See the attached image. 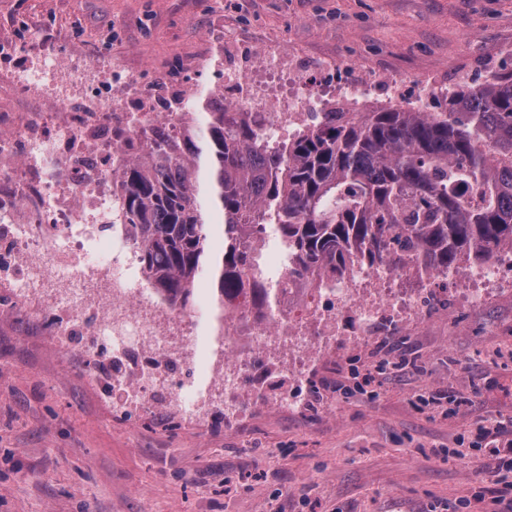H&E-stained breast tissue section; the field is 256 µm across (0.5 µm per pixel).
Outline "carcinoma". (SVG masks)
Masks as SVG:
<instances>
[{"label":"carcinoma","instance_id":"obj_1","mask_svg":"<svg viewBox=\"0 0 512 512\" xmlns=\"http://www.w3.org/2000/svg\"><path fill=\"white\" fill-rule=\"evenodd\" d=\"M194 111L193 128L112 163L149 282L184 307L207 272L216 308L249 284L268 299L258 243L269 225L284 286L322 264L398 272L416 257L456 272L512 246V71L448 92L444 112L331 111L285 145L221 96L198 95Z\"/></svg>","mask_w":512,"mask_h":512}]
</instances>
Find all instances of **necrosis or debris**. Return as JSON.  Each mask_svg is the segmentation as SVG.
Instances as JSON below:
<instances>
[{"label": "necrosis or debris", "instance_id": "obj_1", "mask_svg": "<svg viewBox=\"0 0 512 512\" xmlns=\"http://www.w3.org/2000/svg\"><path fill=\"white\" fill-rule=\"evenodd\" d=\"M26 29L25 21L13 20L9 36L0 38V315L18 307L48 315L47 335L58 350L79 346L86 379L112 417L133 421L152 410L179 425H199L219 402L230 418L264 406L297 412L305 403L307 362L334 354L340 336L363 340L385 320L427 316L440 300L481 302L504 287L495 260L459 275L415 264L400 273L354 265L340 276L319 272L262 305L242 290L225 300L220 323L205 285L197 287L195 307L174 306L151 288L134 235L115 221L112 160L157 129L177 134L208 45L189 60L162 112L152 82L104 57L72 71L50 56L16 72L17 56L34 46ZM309 70L323 75L326 87L300 83L281 92L267 79ZM220 90L231 107L261 109L262 132L276 143L313 128L335 103L364 112L383 96L426 107L425 98H408L402 83L377 72L347 82L334 67L303 64L285 50L249 65L225 60ZM45 96L51 111L20 107ZM461 276L468 291L456 286ZM281 353L288 356L279 366L287 386L241 396L251 363Z\"/></svg>", "mask_w": 512, "mask_h": 512}]
</instances>
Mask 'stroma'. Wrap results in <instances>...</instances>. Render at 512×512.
Instances as JSON below:
<instances>
[{"mask_svg":"<svg viewBox=\"0 0 512 512\" xmlns=\"http://www.w3.org/2000/svg\"><path fill=\"white\" fill-rule=\"evenodd\" d=\"M38 47L73 64L112 61L169 78L203 41L285 49L392 79L451 86L512 70V0H0ZM512 292L438 310L369 343H341L297 413L271 408L169 432L115 420L77 352L26 312L0 319V512H496L512 475L477 442L512 420ZM376 371L370 392L351 369Z\"/></svg>","mask_w":512,"mask_h":512,"instance_id":"obj_1","label":"stroma"}]
</instances>
